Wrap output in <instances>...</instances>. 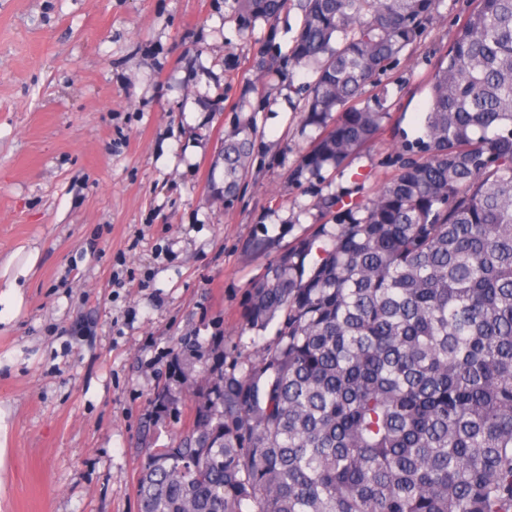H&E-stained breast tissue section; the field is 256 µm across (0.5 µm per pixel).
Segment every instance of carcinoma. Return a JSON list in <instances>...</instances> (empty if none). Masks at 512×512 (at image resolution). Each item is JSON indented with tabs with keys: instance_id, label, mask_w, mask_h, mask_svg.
I'll use <instances>...</instances> for the list:
<instances>
[{
	"instance_id": "1",
	"label": "carcinoma",
	"mask_w": 512,
	"mask_h": 512,
	"mask_svg": "<svg viewBox=\"0 0 512 512\" xmlns=\"http://www.w3.org/2000/svg\"><path fill=\"white\" fill-rule=\"evenodd\" d=\"M439 0H301L290 61L314 70L295 169L340 170L388 115L369 95ZM431 79L422 135L370 198H320L270 254L246 332L275 336L224 367L192 428L147 453L138 512H512V0H476ZM286 0H232L239 28ZM238 106L224 202L250 173Z\"/></svg>"
}]
</instances>
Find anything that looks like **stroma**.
<instances>
[{
	"instance_id": "stroma-1",
	"label": "stroma",
	"mask_w": 512,
	"mask_h": 512,
	"mask_svg": "<svg viewBox=\"0 0 512 512\" xmlns=\"http://www.w3.org/2000/svg\"><path fill=\"white\" fill-rule=\"evenodd\" d=\"M440 0L381 75L390 114L344 174L298 184L315 79L288 65L302 12L240 29L228 0H0V512H137L147 449L193 419L231 352L267 232L329 218L319 196L391 178L464 19ZM249 102L252 176L225 204L224 136Z\"/></svg>"
}]
</instances>
